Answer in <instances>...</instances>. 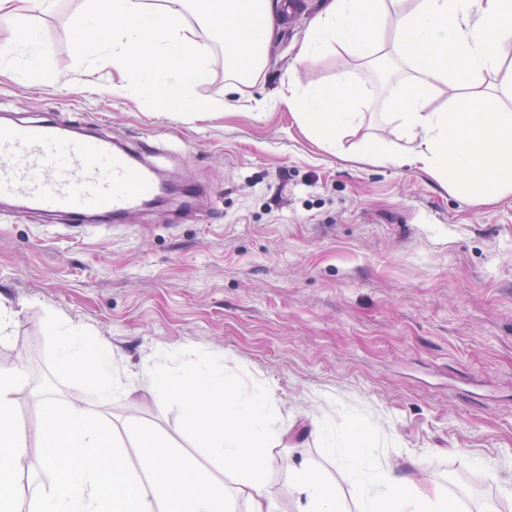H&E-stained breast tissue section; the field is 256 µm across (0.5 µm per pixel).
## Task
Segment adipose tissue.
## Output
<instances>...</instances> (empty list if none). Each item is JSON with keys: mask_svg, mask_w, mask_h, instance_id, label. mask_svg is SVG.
<instances>
[{"mask_svg": "<svg viewBox=\"0 0 512 512\" xmlns=\"http://www.w3.org/2000/svg\"><path fill=\"white\" fill-rule=\"evenodd\" d=\"M53 2L0 0V23L14 31L11 43L0 47V63L17 72L39 71L41 36L29 17ZM191 11L194 26L186 21ZM279 21L276 0H83L70 26L80 64H109L127 74L113 93L133 88L174 110L206 112L209 102L196 95L209 77L201 33L222 39L226 73L246 84L266 67L265 48ZM388 28L395 32L396 57L414 75L399 83L390 105L405 144L398 151L377 150V157L447 182L465 200L512 194V109L493 103L485 84L499 69L500 48L512 44V0H415L411 6L406 0H326L299 57L310 59L337 43L365 58ZM444 84L462 90V97L447 109H430ZM288 92L299 120L329 151L371 105L364 87L343 72L329 84ZM172 357L166 350L149 353L142 379L160 405L178 409L185 430L225 471L242 476L249 512H270L262 483L275 433L270 390L261 383L241 387L212 354L196 353L185 369L170 367ZM18 393L17 376L0 372V512H17L21 495L16 457L26 436L15 421ZM314 432L356 490L361 512H455L447 497L419 492L393 466L374 461L369 434L354 438L326 423ZM289 488L304 499L302 512H345L335 488L306 469H291Z\"/></svg>", "mask_w": 512, "mask_h": 512, "instance_id": "1", "label": "adipose tissue"}]
</instances>
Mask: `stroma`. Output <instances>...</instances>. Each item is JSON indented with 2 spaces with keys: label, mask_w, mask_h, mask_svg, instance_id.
<instances>
[{
  "label": "stroma",
  "mask_w": 512,
  "mask_h": 512,
  "mask_svg": "<svg viewBox=\"0 0 512 512\" xmlns=\"http://www.w3.org/2000/svg\"><path fill=\"white\" fill-rule=\"evenodd\" d=\"M82 0L33 16L40 73L0 65V109L17 118L84 115L160 178L198 189L191 206L171 196L140 209L135 224L77 234L0 206V371H20L17 415L40 424L38 388L49 378L45 320L89 330L118 358L126 393L108 406L73 384L63 402L97 411L135 457L130 425L154 427L223 479L239 512L250 504L188 434L176 408L138 383L142 358L167 349L223 355L224 368L269 388L276 429L263 475L273 512H300L288 468L335 484L346 512L357 494L313 434L369 433L370 455L397 464L421 491L457 512H512V195L474 204L411 166L368 157L397 140L387 103L411 68L349 55L340 45L300 63L296 53L322 0L283 12L268 64L250 85L224 70L209 46L211 112H180L137 95L116 96L123 72L78 65L70 30ZM345 72L374 105L337 152L296 119L289 83L323 85ZM266 101L255 109L256 101Z\"/></svg>",
  "instance_id": "1"
}]
</instances>
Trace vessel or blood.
I'll return each mask as SVG.
<instances>
[{"instance_id":"obj_1","label":"vessel or blood","mask_w":512,"mask_h":512,"mask_svg":"<svg viewBox=\"0 0 512 512\" xmlns=\"http://www.w3.org/2000/svg\"><path fill=\"white\" fill-rule=\"evenodd\" d=\"M158 190L153 170L108 138L49 119L0 123V200L21 215L62 214L81 230L95 214L126 221Z\"/></svg>"}]
</instances>
